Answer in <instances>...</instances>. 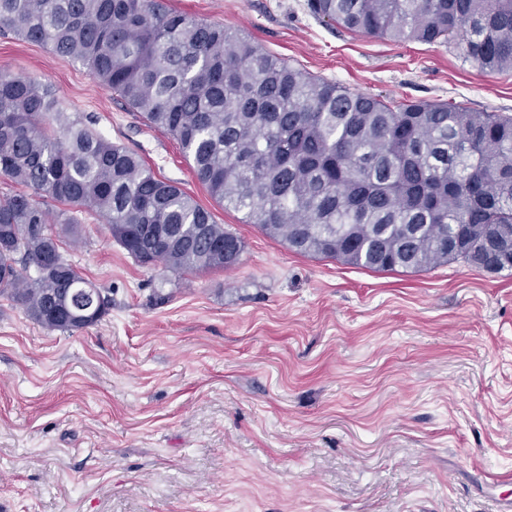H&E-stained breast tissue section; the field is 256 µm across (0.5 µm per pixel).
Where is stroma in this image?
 <instances>
[{
  "label": "stroma",
  "instance_id": "obj_1",
  "mask_svg": "<svg viewBox=\"0 0 512 512\" xmlns=\"http://www.w3.org/2000/svg\"><path fill=\"white\" fill-rule=\"evenodd\" d=\"M166 3L357 92L512 115V72L443 44L331 27L306 0ZM0 75L52 85L244 245L233 268L174 273L84 213L66 256L111 298L100 322L50 331L0 295V512H505L512 271L294 253L80 62L0 32Z\"/></svg>",
  "mask_w": 512,
  "mask_h": 512
}]
</instances>
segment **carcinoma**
Here are the masks:
<instances>
[{
	"instance_id": "obj_1",
	"label": "carcinoma",
	"mask_w": 512,
	"mask_h": 512,
	"mask_svg": "<svg viewBox=\"0 0 512 512\" xmlns=\"http://www.w3.org/2000/svg\"><path fill=\"white\" fill-rule=\"evenodd\" d=\"M328 25L394 41L446 43L485 72L512 71V0H307ZM79 61L179 142L210 196L270 238L374 271L463 260L512 271V115L461 102L391 107L289 65L247 36L160 0H0V31ZM71 117L31 77H0V293L54 331L53 298L96 286L61 252L73 215L104 217L138 263L229 269L241 239L141 157ZM69 209L52 217L44 200Z\"/></svg>"
}]
</instances>
